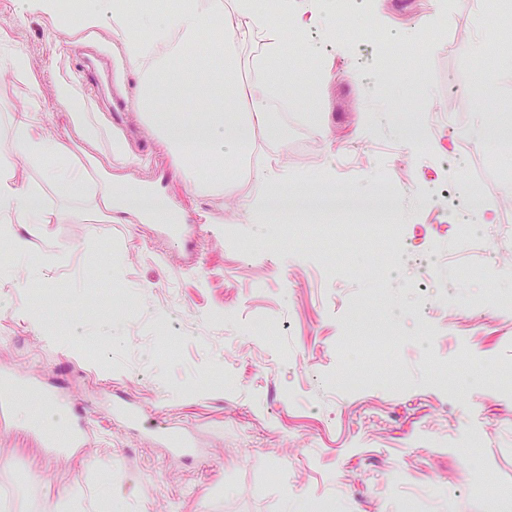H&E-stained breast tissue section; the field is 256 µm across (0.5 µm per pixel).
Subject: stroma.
Instances as JSON below:
<instances>
[{"mask_svg":"<svg viewBox=\"0 0 512 512\" xmlns=\"http://www.w3.org/2000/svg\"><path fill=\"white\" fill-rule=\"evenodd\" d=\"M13 9L0 0V46L29 70L0 75V142L34 94L41 131H70L54 88L78 87L85 59L103 53V90L81 97L100 137L77 161L98 160L119 198L155 193L169 223L193 231L175 238L131 215L100 219L49 186L52 223L20 224L16 235L28 251H67V265L37 273L0 240L7 370L58 384L64 399L50 408L22 398L0 430V512H311L317 497L333 512H486L467 476L479 473L488 495L512 490V397L501 393L512 383V308L485 299L512 290V234L497 209L504 181L484 165L512 141V7L331 0L308 35L313 69L286 65V106L270 115L263 165L241 158L234 182L212 193L178 175L136 107L146 78L107 30H77L67 13L18 25ZM476 55L493 85L475 82ZM280 176L291 193L325 183L389 194L391 210L374 221L397 227L399 253L364 240L358 215L342 216L333 239L318 215L286 225L247 215L242 196ZM460 224L481 225L477 244L461 247ZM430 252L440 261L422 286L414 265ZM471 298L481 306L460 311ZM385 319L400 344L362 361L366 332ZM359 361L395 386L336 394L331 380ZM465 372L472 386L451 389ZM117 397L135 401L144 422L192 430L196 456L108 423ZM76 410L90 445L60 458L22 427L38 417L60 429ZM395 472L405 481L386 486Z\"/></svg>","mask_w":512,"mask_h":512,"instance_id":"obj_1","label":"stroma"}]
</instances>
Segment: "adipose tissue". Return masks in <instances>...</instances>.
Here are the masks:
<instances>
[{
  "label": "adipose tissue",
  "instance_id": "adipose-tissue-1",
  "mask_svg": "<svg viewBox=\"0 0 512 512\" xmlns=\"http://www.w3.org/2000/svg\"><path fill=\"white\" fill-rule=\"evenodd\" d=\"M295 0H279L278 19L260 12L255 0H176L166 15L153 14L151 0H76L72 17L77 29H108L132 68L153 72L155 81L179 88L187 69L186 49L203 46L202 67L211 101L188 117L173 116L165 104L146 94L142 100L161 130L166 150L179 156L186 177L200 190H218L234 177L229 155H245L258 136L270 129L277 106L275 87L283 59L285 37L281 18L292 17L300 33L323 21L321 0H306L296 10ZM177 42V61L163 65L164 48ZM262 53H253L255 43ZM249 64L255 79L241 85L236 73ZM38 99L12 116L11 147L40 174L18 182L12 167L0 164V239L13 241L17 252L26 244L17 240L18 224H46L49 214L43 195L53 186L58 196L82 199L90 213L111 217L115 206L111 181L92 183L86 171L72 164L71 149L61 139L37 132Z\"/></svg>",
  "mask_w": 512,
  "mask_h": 512
}]
</instances>
